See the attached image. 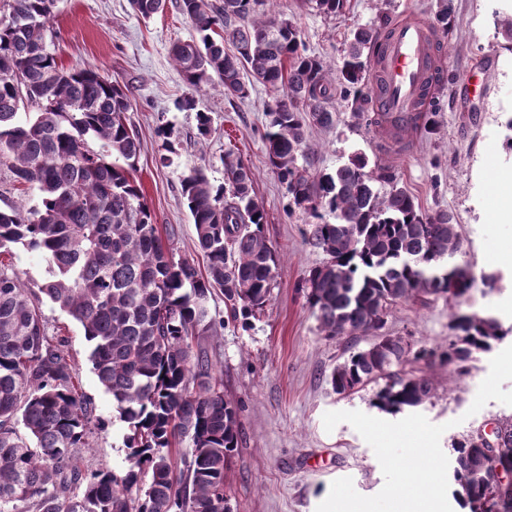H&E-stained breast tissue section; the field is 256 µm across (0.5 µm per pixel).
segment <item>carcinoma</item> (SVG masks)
Here are the masks:
<instances>
[{
	"label": "carcinoma",
	"mask_w": 512,
	"mask_h": 512,
	"mask_svg": "<svg viewBox=\"0 0 512 512\" xmlns=\"http://www.w3.org/2000/svg\"><path fill=\"white\" fill-rule=\"evenodd\" d=\"M278 0H178L199 37L177 41L171 57L189 87L179 103L197 111L198 131L211 117L198 98L219 86L249 95L243 73L277 92L267 108L268 164L293 203L308 211L309 244L328 256L313 268L306 302L320 331L354 351L331 373L338 394L377 385L373 405L397 413L430 399L435 371L462 375L503 336L497 318L458 312L460 331L446 345L385 331L393 308L412 298L467 301L494 287L458 260L462 239L452 215L428 214L385 167L355 152L331 172H314L306 128L330 129L338 108L330 75L352 117L385 129L369 113V73L388 16L355 29L340 57L310 55ZM325 15L347 0H305ZM57 0H3L0 15V168L38 192L37 203L0 209V253L13 245L40 254L48 277L39 287L79 322L99 383L112 396L123 436L124 466L88 473L75 454L105 426L80 391L64 339L47 335L39 303L20 274L0 260V512H228V464L240 439L237 407L224 398L223 372L201 345L224 320L208 300L224 296L228 317L244 320L271 301L277 257L264 234L266 213L254 173L224 152V185L195 170L182 195L205 272L175 256L130 175L141 151L126 122L123 89L92 70L68 71L50 51L47 32ZM148 19L166 0H130ZM35 109L18 119L21 104ZM101 143L89 147L88 139ZM115 157L127 162L119 166ZM379 182L391 184L380 193ZM366 342L362 348L360 342ZM187 451H179L182 442ZM454 495L469 512H512V471L479 433L457 443Z\"/></svg>",
	"instance_id": "obj_1"
}]
</instances>
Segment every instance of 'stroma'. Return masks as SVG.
I'll return each mask as SVG.
<instances>
[{"label": "stroma", "instance_id": "1", "mask_svg": "<svg viewBox=\"0 0 512 512\" xmlns=\"http://www.w3.org/2000/svg\"><path fill=\"white\" fill-rule=\"evenodd\" d=\"M438 4L349 0L345 12L326 16L301 0H281L308 53L328 60L338 57L353 29L376 24L379 10L429 22ZM448 7L451 27L439 36L436 133L420 130L394 145L343 110L333 128H308L307 139L313 170H334L360 151L370 166L390 168L423 211L452 213L464 261L475 275L496 278L494 289H474L461 307L433 296L402 302L386 324L391 334L410 332L431 345L453 338L448 325L460 309L492 314L502 326L503 338L480 354L466 375L452 379L440 371L433 396L417 408L431 423L445 425L440 446L451 459L456 443L487 421H512V406L494 400L476 414L468 412L493 354L512 345V251L502 245L512 239V223L493 218L500 198L512 196V41L500 25L512 15V0H448ZM196 35L171 2L145 20L129 0H59L49 24L59 65L98 71L124 87L126 119L141 141L134 176L155 223L162 232H173L177 256L205 264L182 179L199 169L214 186H222L224 152L230 148L255 175L256 196L267 213L264 233L278 256L272 299L248 321L226 319L218 336L203 342L224 370L225 398L239 409L241 443L229 471L230 512H316L332 482L342 477L352 478L361 495H375L384 477L373 449L349 423L330 432L323 426L329 411L359 410L383 420L388 414L373 406L374 386L344 395L331 386L333 368L348 353L345 341L320 331L303 291L310 270L326 260L308 242L312 219L294 205L265 157L266 107L276 93L257 82L242 100L208 89L200 106L210 113L212 129L200 136L195 112L177 107L188 85L170 58L173 42ZM162 121L173 129L175 152L167 164L160 161L162 141L156 133ZM40 306L49 334L66 338L79 389L105 422L91 450L80 454L79 467L86 472L101 465L121 467L125 425L94 373L82 326L48 299Z\"/></svg>", "mask_w": 512, "mask_h": 512}]
</instances>
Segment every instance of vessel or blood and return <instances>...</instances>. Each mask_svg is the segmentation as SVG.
I'll list each match as a JSON object with an SVG mask.
<instances>
[{
  "label": "vessel or blood",
  "mask_w": 512,
  "mask_h": 512,
  "mask_svg": "<svg viewBox=\"0 0 512 512\" xmlns=\"http://www.w3.org/2000/svg\"><path fill=\"white\" fill-rule=\"evenodd\" d=\"M434 52V30L426 22L399 18L389 25L371 82L387 126L405 131L418 123L434 82Z\"/></svg>",
  "instance_id": "1"
}]
</instances>
